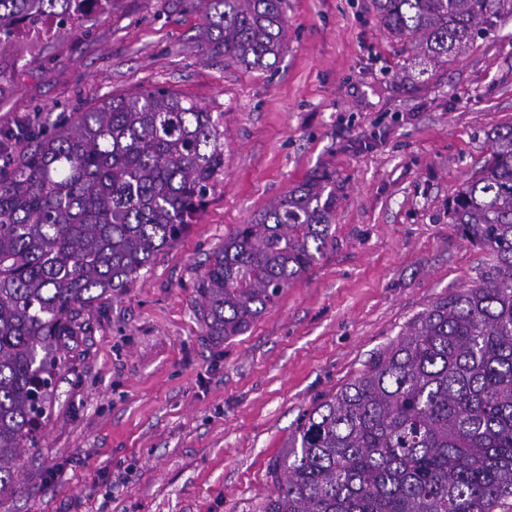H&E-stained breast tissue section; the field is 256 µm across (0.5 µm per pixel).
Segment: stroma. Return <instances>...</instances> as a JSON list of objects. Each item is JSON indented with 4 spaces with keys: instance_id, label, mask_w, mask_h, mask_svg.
<instances>
[{
    "instance_id": "35a3bbf8",
    "label": "stroma",
    "mask_w": 512,
    "mask_h": 512,
    "mask_svg": "<svg viewBox=\"0 0 512 512\" xmlns=\"http://www.w3.org/2000/svg\"><path fill=\"white\" fill-rule=\"evenodd\" d=\"M286 20L264 70L203 54L185 0H90L72 33L48 14L0 43L1 126L160 86L224 125L195 224L82 316L21 460L26 491L0 512H261L304 414L492 265L448 201L512 125V13L426 72L370 0H288ZM316 176L336 193L333 245L243 335L213 340L195 291L212 249Z\"/></svg>"
}]
</instances>
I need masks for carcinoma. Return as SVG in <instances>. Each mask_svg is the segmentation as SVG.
I'll list each match as a JSON object with an SVG mask.
<instances>
[{
    "instance_id": "carcinoma-1",
    "label": "carcinoma",
    "mask_w": 512,
    "mask_h": 512,
    "mask_svg": "<svg viewBox=\"0 0 512 512\" xmlns=\"http://www.w3.org/2000/svg\"><path fill=\"white\" fill-rule=\"evenodd\" d=\"M0 0V40L46 8ZM421 63L457 57L512 0H372ZM201 50L244 69L285 45L286 0H186ZM0 494L21 491L65 339L186 233L224 172L212 114L157 87L67 122L0 128ZM336 194L308 180L239 224L198 279L207 335L240 336L334 241ZM448 223L494 264L410 319L366 369L319 403L271 470L262 512H497L512 498V127L448 200Z\"/></svg>"
}]
</instances>
